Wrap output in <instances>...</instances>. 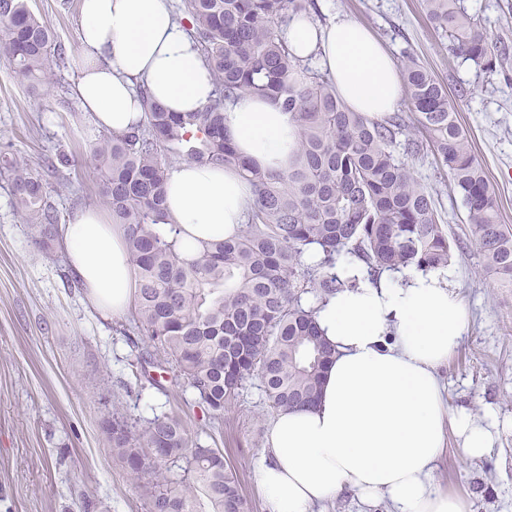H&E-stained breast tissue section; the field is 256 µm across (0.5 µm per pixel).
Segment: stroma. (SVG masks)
<instances>
[{
    "instance_id": "obj_1",
    "label": "stroma",
    "mask_w": 512,
    "mask_h": 512,
    "mask_svg": "<svg viewBox=\"0 0 512 512\" xmlns=\"http://www.w3.org/2000/svg\"><path fill=\"white\" fill-rule=\"evenodd\" d=\"M80 0H30L56 31L69 62L49 83L31 86L0 57V146L42 172L62 223L81 208L102 206L98 132L72 98L77 77ZM323 20L344 16L367 25L396 65L413 53L451 91L459 124L493 184L502 223L512 224V57L488 75L456 57L428 22L421 0H315ZM498 45L512 49V0H464ZM468 94L458 97V87ZM74 163L46 171V159ZM431 189L458 249L450 264L467 306L470 331L443 375L448 406L492 424L495 443L467 457L449 435L438 484L461 496L468 512H512V291L486 274L467 214L432 155L408 156ZM0 177V512H147V492L112 459L102 428L113 407L128 417L180 414L189 439L221 450L236 471L251 512H265L257 467L274 411L259 379L249 380L222 418L205 411L171 372L136 368L132 343L142 334L133 314L93 308L72 287L66 253L45 251L29 237L26 215L10 205Z\"/></svg>"
}]
</instances>
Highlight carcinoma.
I'll list each match as a JSON object with an SVG mask.
<instances>
[{"label":"carcinoma","instance_id":"obj_1","mask_svg":"<svg viewBox=\"0 0 512 512\" xmlns=\"http://www.w3.org/2000/svg\"><path fill=\"white\" fill-rule=\"evenodd\" d=\"M427 19L452 52L493 74L506 49L491 46L464 0H422ZM314 0H184L185 30L201 48L215 84L196 112H169L140 89L146 121L115 138L100 135L93 156L98 189L125 227L136 278V315L148 350L140 364L191 388L215 417L258 377L270 406L297 408L318 397L335 351L319 334L314 307L356 286L336 272L342 259L360 262L369 277L384 270L446 269L453 248L429 187L396 155L405 123L352 111L330 78L296 57L283 27L309 13ZM0 55L37 84L53 76L65 52L29 0H0ZM410 111L467 212L486 273L512 288V225L503 224L495 190L456 120L448 88L412 56L404 65ZM268 97L290 116L297 148L286 172L263 171L239 157L224 129L232 98ZM197 135L191 136L190 129ZM237 167L256 192L254 208L235 239L210 242L190 262L164 226L171 159ZM11 205L31 219L34 245L57 242L60 215L47 183L26 159L0 151V176ZM112 457L147 485L148 512H250L237 475L214 448L189 441L181 419L167 414L104 421Z\"/></svg>","mask_w":512,"mask_h":512}]
</instances>
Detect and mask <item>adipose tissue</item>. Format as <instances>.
I'll return each instance as SVG.
<instances>
[{"label":"adipose tissue","instance_id":"1","mask_svg":"<svg viewBox=\"0 0 512 512\" xmlns=\"http://www.w3.org/2000/svg\"><path fill=\"white\" fill-rule=\"evenodd\" d=\"M79 9L72 92L98 127L122 136L141 125L143 87L171 112H194L213 98L208 66L171 0H80ZM285 39L295 56L319 59L353 111L374 120L394 112L398 68L364 25L338 18L322 26L299 16ZM225 126L241 157L287 169L296 132L273 101H232ZM166 198L189 257L201 243L239 235L255 193L236 171L185 161L172 168ZM59 236L91 305L126 314L134 274L123 229L89 207L60 225ZM338 272L357 285L316 306L317 324L336 350L320 398L277 411L267 425L258 468L267 512H315L344 492L366 505L387 499L393 512H467L463 499L435 482L448 435L458 434L472 458L487 453L494 437L468 412L448 409L443 371L471 323L449 272L409 267L374 282L346 261Z\"/></svg>","mask_w":512,"mask_h":512}]
</instances>
